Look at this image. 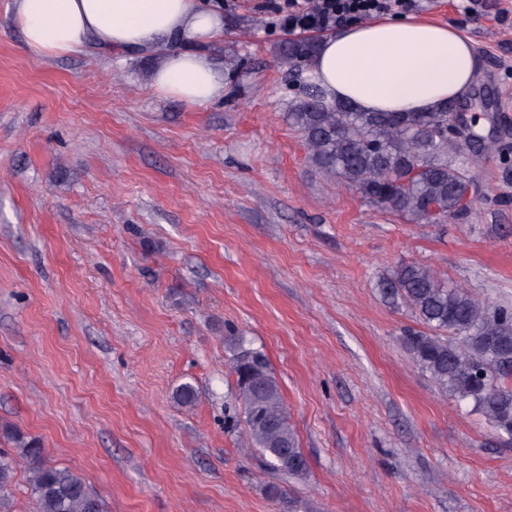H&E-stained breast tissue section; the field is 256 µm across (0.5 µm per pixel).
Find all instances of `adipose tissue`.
<instances>
[{
    "instance_id": "ef3b65f1",
    "label": "adipose tissue",
    "mask_w": 512,
    "mask_h": 512,
    "mask_svg": "<svg viewBox=\"0 0 512 512\" xmlns=\"http://www.w3.org/2000/svg\"><path fill=\"white\" fill-rule=\"evenodd\" d=\"M26 52L154 53L151 86L164 97L206 105L224 97L225 79L208 56L224 37L221 5L203 0H14ZM330 99L365 112H430L462 100L479 73L470 37L453 25L381 18L326 36L309 67Z\"/></svg>"
}]
</instances>
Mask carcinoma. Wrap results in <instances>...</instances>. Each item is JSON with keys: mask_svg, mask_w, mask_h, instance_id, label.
<instances>
[{"mask_svg": "<svg viewBox=\"0 0 512 512\" xmlns=\"http://www.w3.org/2000/svg\"><path fill=\"white\" fill-rule=\"evenodd\" d=\"M318 43L315 37L290 38L276 47L275 58L297 74ZM458 109L450 102L434 112H364L329 101L306 83L289 102L288 123L303 137L314 167L371 205L416 223H441L466 208L472 169L481 157L473 149L475 134L448 133ZM467 149L469 161H458ZM387 287L428 328L403 338L413 361L456 401L473 404L495 432L512 436V309L484 304L416 264L398 267ZM229 361L251 445L271 469L304 478L307 460L266 355L235 336ZM7 437L15 453L0 449V501L23 463L36 512H107L82 477L45 460L36 438L19 430Z\"/></svg>", "mask_w": 512, "mask_h": 512, "instance_id": "cac0c4a2", "label": "carcinoma"}]
</instances>
